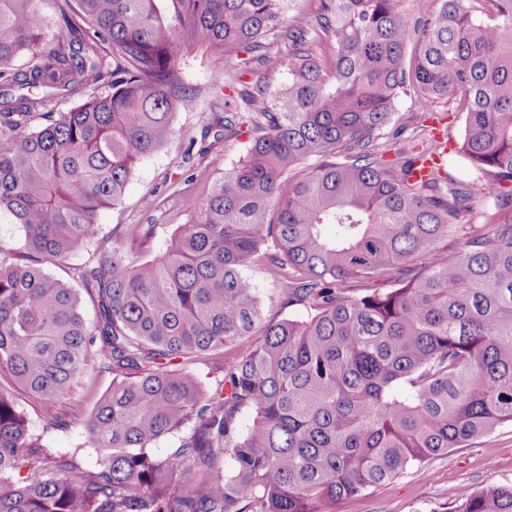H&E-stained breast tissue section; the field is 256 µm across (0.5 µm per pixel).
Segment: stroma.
I'll list each match as a JSON object with an SVG mask.
<instances>
[{
    "label": "stroma",
    "mask_w": 512,
    "mask_h": 512,
    "mask_svg": "<svg viewBox=\"0 0 512 512\" xmlns=\"http://www.w3.org/2000/svg\"><path fill=\"white\" fill-rule=\"evenodd\" d=\"M238 69L234 58L195 51L185 70V83L190 91L188 101L180 103L175 111L176 137L167 146L142 159L131 175L122 200L100 212L98 216L101 246H111L126 225L183 224L189 218L184 199L195 191L185 180L186 163L183 156L191 140L199 139L202 127L212 112L224 109L212 86L224 72ZM466 115L456 104H440L434 120L424 119L421 109L411 95L399 99L391 122L380 141L386 160L397 153L417 154L432 139V124L442 126L443 141L448 148L442 156V165L453 178L474 181L475 171L456 153L465 128ZM262 298L264 321L275 322L292 316L306 318L307 311L300 306L283 307L278 297V285L262 269L251 267ZM112 387L108 372L89 373L85 382L75 385L64 400L67 412L64 425L48 427L42 402L25 393L17 392L16 400L23 410L30 434L41 438L51 448L77 449V462L84 473L98 469L99 454L89 441L81 423L87 420L99 397ZM512 482V424L494 433L478 438L462 448L450 449L448 454L435 457L424 465L413 467L385 485L364 491L345 499L338 512H451L465 503L479 489L489 485Z\"/></svg>",
    "instance_id": "1"
}]
</instances>
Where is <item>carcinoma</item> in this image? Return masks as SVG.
Masks as SVG:
<instances>
[{
  "instance_id": "obj_1",
  "label": "carcinoma",
  "mask_w": 512,
  "mask_h": 512,
  "mask_svg": "<svg viewBox=\"0 0 512 512\" xmlns=\"http://www.w3.org/2000/svg\"><path fill=\"white\" fill-rule=\"evenodd\" d=\"M53 2L55 33L38 0H0V218L24 232V254L0 245V373L50 408L95 365L112 390L85 423L100 453L88 476L0 391V512H336L512 424V0L417 17L404 0H322L304 19L284 0ZM199 48L275 60L288 85L222 78L239 102L190 144L189 221L129 224L75 268L78 287L54 278L45 266L93 245L99 212L174 138ZM408 91L466 113L456 150L492 195L488 232L449 223L474 185L450 178L443 194L434 175L409 179L418 156H379ZM235 128L246 154L217 175L204 160ZM445 238L460 244L443 251ZM420 254L428 265L401 276ZM251 265L310 315L262 322ZM384 273L396 287L347 294ZM217 348L238 353L212 387L179 367ZM164 437L178 444L162 459ZM456 512H512V484Z\"/></svg>"
}]
</instances>
